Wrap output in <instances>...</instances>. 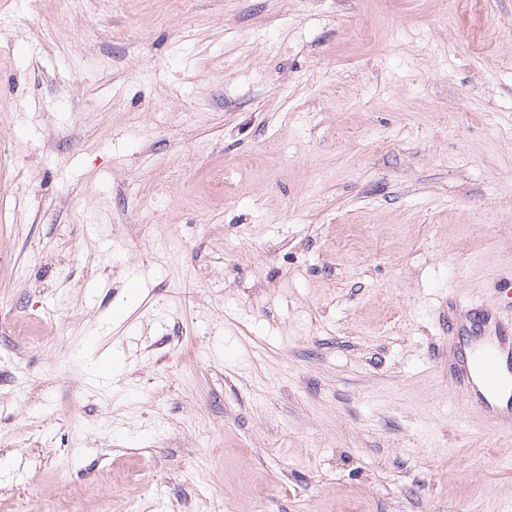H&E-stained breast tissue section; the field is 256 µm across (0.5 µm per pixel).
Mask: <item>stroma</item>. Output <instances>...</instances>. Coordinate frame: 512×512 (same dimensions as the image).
Masks as SVG:
<instances>
[{
	"label": "stroma",
	"mask_w": 512,
	"mask_h": 512,
	"mask_svg": "<svg viewBox=\"0 0 512 512\" xmlns=\"http://www.w3.org/2000/svg\"><path fill=\"white\" fill-rule=\"evenodd\" d=\"M510 289L512 0H0V512H512ZM475 324L482 336H470L473 330L465 325L448 326L462 353V364L448 367V381L465 405L483 416L485 423L498 430H510L512 318L505 323L490 309L481 312Z\"/></svg>",
	"instance_id": "stroma-1"
}]
</instances>
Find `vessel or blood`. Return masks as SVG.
<instances>
[{
	"instance_id": "b4317fda",
	"label": "vessel or blood",
	"mask_w": 512,
	"mask_h": 512,
	"mask_svg": "<svg viewBox=\"0 0 512 512\" xmlns=\"http://www.w3.org/2000/svg\"><path fill=\"white\" fill-rule=\"evenodd\" d=\"M478 333L464 325L453 327L463 362L449 366L448 380L466 406L477 410L489 426L512 428V319L494 311L481 312Z\"/></svg>"
}]
</instances>
